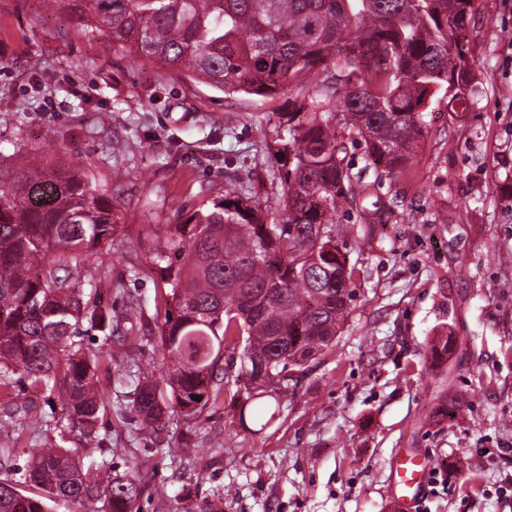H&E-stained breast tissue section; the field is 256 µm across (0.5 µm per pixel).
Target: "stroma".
<instances>
[{
    "instance_id": "1",
    "label": "stroma",
    "mask_w": 512,
    "mask_h": 512,
    "mask_svg": "<svg viewBox=\"0 0 512 512\" xmlns=\"http://www.w3.org/2000/svg\"><path fill=\"white\" fill-rule=\"evenodd\" d=\"M468 57L473 108L451 111L436 94L407 169L381 174L372 222L337 215L359 289L332 348L296 370L269 425H242L229 401L140 434L116 385L94 439L66 431V447L98 446L120 473L144 476L138 512H392L406 448L443 477L428 483L422 512H512L496 494L512 463L489 455L512 444V277L502 276L512 269V0H474ZM319 85L312 75L266 97L227 96L114 53L42 0H0V170L23 156L76 168L112 202L125 232L100 294L117 312L141 301L144 372L162 377L167 362L155 273L126 271V258L147 254L142 225L186 218L230 182L276 198L278 116ZM442 330L455 346L436 368ZM450 398L464 418L439 416ZM6 403L27 436L59 412L55 396L19 383Z\"/></svg>"
}]
</instances>
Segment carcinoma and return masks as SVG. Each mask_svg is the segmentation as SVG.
I'll return each instance as SVG.
<instances>
[{
    "label": "carcinoma",
    "instance_id": "carcinoma-1",
    "mask_svg": "<svg viewBox=\"0 0 512 512\" xmlns=\"http://www.w3.org/2000/svg\"><path fill=\"white\" fill-rule=\"evenodd\" d=\"M48 12L112 50L161 60L226 94L268 96L344 59L345 80L327 77L307 112L280 114L285 158L276 206L236 187L177 224H150L145 237L158 276L161 349L172 367L152 380L133 363L112 375L110 345L135 346L124 323L142 309L112 313L96 296L108 271L86 265L80 284L60 274L82 254L112 249L123 231L112 203L76 169L31 161L0 177V387L24 380L60 405L46 430L93 435L112 383L128 388L127 417L155 433L173 413L196 420L251 387L281 394L277 377L328 350L358 289L357 268L336 245V213L379 210L364 172L404 168L439 91L472 107L467 62L472 0H44ZM363 139L365 166L345 163ZM98 332L107 348L83 343ZM241 346L249 383L214 377L224 350ZM94 448L82 452L45 434L29 453V487L0 479V512H47L80 501L88 512H134L142 479H129Z\"/></svg>",
    "mask_w": 512,
    "mask_h": 512
}]
</instances>
